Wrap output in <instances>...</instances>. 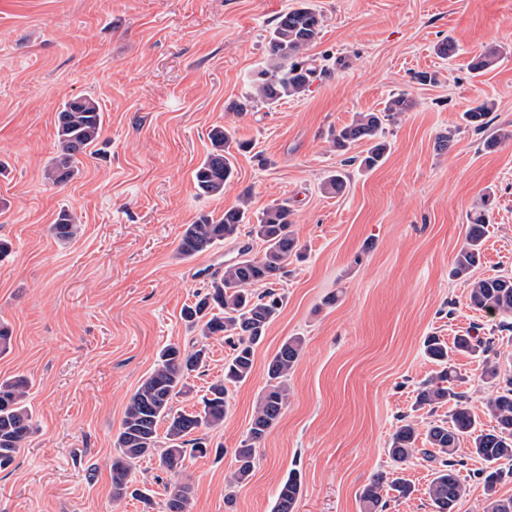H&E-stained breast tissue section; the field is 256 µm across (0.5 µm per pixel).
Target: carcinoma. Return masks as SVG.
<instances>
[{
    "label": "carcinoma",
    "mask_w": 512,
    "mask_h": 512,
    "mask_svg": "<svg viewBox=\"0 0 512 512\" xmlns=\"http://www.w3.org/2000/svg\"><path fill=\"white\" fill-rule=\"evenodd\" d=\"M321 15L309 3H302L282 13L266 37L267 57L249 80V91L229 104L228 109L243 115L257 104L268 107L282 100L304 93L317 72L315 60L306 56V50L319 38ZM415 101L404 95L391 96L378 112H360L352 121L333 134L334 147L347 151L360 143L366 144L360 166L373 170L385 161L389 144L384 139L385 126L396 115L409 112ZM489 107L486 104L464 113L465 121L480 131L486 127ZM59 149L52 163L44 171V179L54 185L71 181L79 172L81 159L95 153L103 130V112L91 97H77L66 101L56 113ZM211 150L194 171L195 188L202 195L224 194L225 185L234 176L235 152H247L250 144L237 140L230 129L216 126L209 132ZM347 174L332 171L323 183L327 194L339 195L347 188ZM488 199H480L466 225L465 242L452 263L451 274L469 285V305L476 311L491 316L512 318V276L492 275L471 279L473 269L482 257L483 239L487 227ZM250 225L249 234L259 239L263 251L257 255L246 247L240 257L224 265L205 285L206 291L182 310L189 328L199 331L203 339L224 336L231 353L224 363V377L214 381L202 400L199 411L187 412L174 408L177 397L188 392V379L207 363L206 345L195 344L187 350L177 344L161 349L158 359L129 398L124 418L115 440L118 456L112 459V498L120 500L128 495L146 503L149 496L139 489H130L133 465L155 454L164 467L175 471L182 465L186 453L208 452L204 438L193 434L224 422L228 408L229 387L245 382L251 375L256 347L263 341L270 324L280 314L283 298L271 285L287 274L291 261L300 257L299 241L294 232L292 210L286 203L268 206L253 215L248 197L242 204L229 209L216 220L202 214L186 225L178 242L176 254L187 259L210 250L215 245L238 237L242 225ZM60 241L75 237L79 225L73 216L62 211L50 227ZM270 285L258 294L253 286ZM492 341L465 333L449 344L430 335L423 341L426 358L440 367L421 383L415 398V409L433 415L449 402L453 408L444 418L429 422L424 443L418 446V423L407 420L397 427L388 448L390 458L399 466L412 461L433 467L432 479L426 489L432 512H455L464 494V486L454 459L458 445L467 440L470 452L486 463L480 473L486 497L481 512H512V497L497 496V484L503 474L502 463L512 462V376L500 375L499 363L486 356ZM304 340L290 336L267 362L268 381L257 401L244 438L234 449L235 469L228 480L230 493L226 502L232 503L231 490L245 484L253 474L257 449L277 424L288 400V375L297 364ZM458 353L485 355L484 378L494 387L485 401L486 413L495 421L485 429L478 416L469 407L467 397L455 391L463 377L452 365ZM29 382L23 375L0 381V470L7 469L15 460L32 431V418L26 402ZM165 435H159L161 425ZM398 498L413 493L412 485L403 478L391 481L376 475L360 495L362 512H386L389 492ZM301 494L300 476L288 473L277 489L273 512H295ZM192 497L189 483H177L164 503L165 512H188Z\"/></svg>",
    "instance_id": "obj_1"
}]
</instances>
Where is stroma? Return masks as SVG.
I'll return each mask as SVG.
<instances>
[{
    "label": "stroma",
    "mask_w": 512,
    "mask_h": 512,
    "mask_svg": "<svg viewBox=\"0 0 512 512\" xmlns=\"http://www.w3.org/2000/svg\"><path fill=\"white\" fill-rule=\"evenodd\" d=\"M323 26L309 54L320 75L301 96L226 111L263 62L265 36L296 0H0V321L12 330L0 380L31 381L34 431L0 471V512H163L167 486L193 487L189 512H271L289 472L301 479L295 512H361L377 474L415 488L387 512H432L423 463L398 469L387 448L402 420L426 426L417 389L436 371L425 336L446 341L468 329L494 341L512 375V329L470 307L468 286L450 274L467 217L490 194L478 277L512 274V141L484 148L463 120L486 104L488 129H512V0H312ZM455 52L441 58L438 43ZM496 51L483 74L470 62ZM436 82L419 81L422 73ZM396 93L415 102L388 126L390 150L377 169L360 168L362 146L345 153L330 134L355 113L375 112ZM104 113L95 155L56 186L44 170L57 154L56 114L75 97ZM232 124L254 144L237 155L223 195L197 193L193 172L215 126ZM454 130L447 151L437 136ZM348 173L341 195L322 181ZM249 193L253 212L288 203L303 257L277 284L284 304L257 347L249 379L232 388L222 426L206 431V456L178 472L139 462L135 485L152 508L112 498L114 441L130 396L159 350L190 345L181 310L202 291L201 270L260 251L249 236L190 259L176 255L187 224L222 216ZM82 230L62 243L51 233L61 211ZM334 305H327L329 296ZM291 336L304 339L288 378V403L258 451L249 481L224 503L266 364ZM207 365L175 406L191 411L224 373L229 348L207 341ZM460 386L484 425V359L456 355Z\"/></svg>",
    "instance_id": "obj_1"
}]
</instances>
